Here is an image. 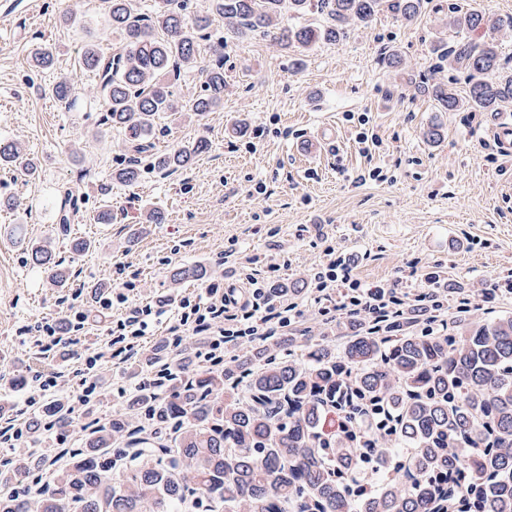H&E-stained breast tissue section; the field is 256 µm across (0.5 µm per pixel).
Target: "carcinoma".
<instances>
[{
	"label": "carcinoma",
	"instance_id": "carcinoma-1",
	"mask_svg": "<svg viewBox=\"0 0 512 512\" xmlns=\"http://www.w3.org/2000/svg\"><path fill=\"white\" fill-rule=\"evenodd\" d=\"M109 22L121 35L109 56L92 45L80 68L97 77L107 120L124 131L139 155L152 148L155 120L184 105L166 80L171 68L193 65L199 32L209 17L191 19L175 0H154L151 16L133 0H108ZM428 0H211L212 12L237 30L273 35L295 52L294 64L320 44L342 39L348 26L367 24L387 12L411 24ZM320 12L322 25L293 27L290 14ZM448 25L470 40L434 49L440 62L468 73L464 97L441 84L418 86L441 112H501L512 106V73L500 64L495 34L512 29V18L483 9L452 12ZM206 94L189 110L212 112L224 98V65L200 71ZM208 149L200 139L152 158V167L174 171ZM37 163L13 142L0 141V165ZM132 162L113 179L138 182ZM80 213L78 198L63 191L58 223ZM32 263L63 288L68 271L46 244L27 247ZM205 267L177 268L171 280L200 281ZM342 352L309 341L297 353V337L260 341L222 369L198 364L184 350L173 356L161 342L132 360L127 376L166 365L179 375L165 395L142 383L127 400L144 412L143 425L117 413L106 422L84 407L90 421L79 430V448H61L62 469L36 498L15 485L40 476L44 457L22 453L0 469V512H436L456 487L469 495L457 502L470 512H512V315L452 336L433 322L416 331L407 321L382 315L344 328ZM351 417L375 413L380 425L346 443L323 434L330 411ZM58 432L75 427L62 402L43 404L25 436L38 439L42 421Z\"/></svg>",
	"mask_w": 512,
	"mask_h": 512
}]
</instances>
